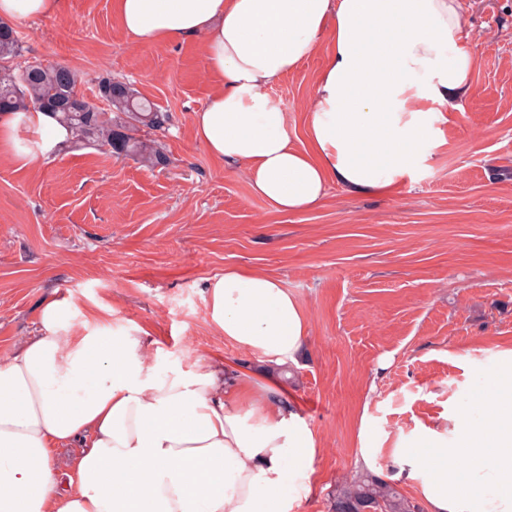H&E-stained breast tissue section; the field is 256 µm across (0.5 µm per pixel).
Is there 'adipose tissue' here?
<instances>
[{
  "label": "adipose tissue",
  "instance_id": "1",
  "mask_svg": "<svg viewBox=\"0 0 512 512\" xmlns=\"http://www.w3.org/2000/svg\"><path fill=\"white\" fill-rule=\"evenodd\" d=\"M116 17L143 43L201 39L218 90L194 113L195 137L246 164L276 212L318 208L332 183L370 194L415 179L437 123L473 91L461 0H117ZM326 43L301 149L265 88ZM67 136L49 112L0 113V144L20 162ZM205 302L213 329L262 370L203 360L162 374L140 339L69 335L71 304H41L39 335L0 361V512H287L289 475L319 450L282 372L307 352V316L276 277L238 267L209 279ZM485 379L489 411L426 428L389 457V478L413 482L426 512H512V361ZM79 437L63 490L53 452Z\"/></svg>",
  "mask_w": 512,
  "mask_h": 512
}]
</instances>
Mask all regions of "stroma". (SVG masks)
I'll use <instances>...</instances> for the list:
<instances>
[{
  "mask_svg": "<svg viewBox=\"0 0 512 512\" xmlns=\"http://www.w3.org/2000/svg\"><path fill=\"white\" fill-rule=\"evenodd\" d=\"M477 41L474 92L440 127L427 169L390 191L329 185L322 205L271 210L247 167L209 156L192 115L217 85L200 40L145 44L114 0H61L17 20L24 56L62 63L98 103L101 79L131 82L168 112L155 132L169 158L151 169L96 146L19 166L0 153V360L38 335L49 296L75 331L149 339L160 370L198 359L255 368L260 356L211 327L204 292L225 268L279 278L300 299L310 344L286 388L321 446L291 482V512H329L355 471L367 414L386 465L401 438L485 403L483 373L512 350V0H462ZM316 53L267 86L298 146Z\"/></svg>",
  "mask_w": 512,
  "mask_h": 512,
  "instance_id": "35a3bbf8",
  "label": "stroma"
}]
</instances>
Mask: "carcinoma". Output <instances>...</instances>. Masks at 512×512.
Here are the masks:
<instances>
[{
    "instance_id": "cac0c4a2",
    "label": "carcinoma",
    "mask_w": 512,
    "mask_h": 512,
    "mask_svg": "<svg viewBox=\"0 0 512 512\" xmlns=\"http://www.w3.org/2000/svg\"><path fill=\"white\" fill-rule=\"evenodd\" d=\"M77 92L76 73L65 65H44L22 58L19 33L0 23V103L10 112L26 113L41 108L54 113L69 132L71 144L97 143L133 157L151 168L164 167L168 158L161 148L138 137L146 127L164 128L169 116L132 84L112 78L98 83L99 97L109 111L71 100ZM330 512H419L395 484L374 473L355 474L336 488Z\"/></svg>"
}]
</instances>
